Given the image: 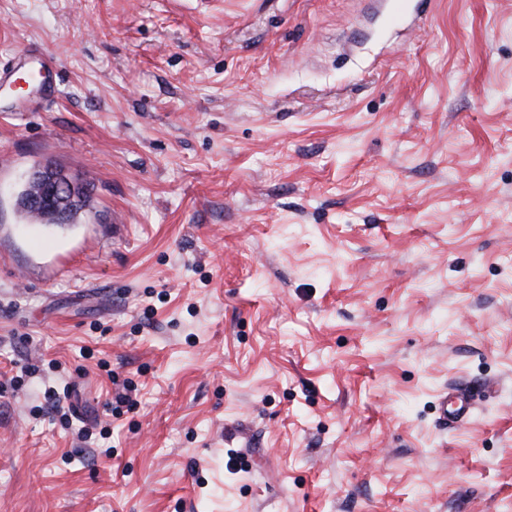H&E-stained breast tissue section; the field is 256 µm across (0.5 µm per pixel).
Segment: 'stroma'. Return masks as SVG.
<instances>
[{
    "label": "stroma",
    "mask_w": 512,
    "mask_h": 512,
    "mask_svg": "<svg viewBox=\"0 0 512 512\" xmlns=\"http://www.w3.org/2000/svg\"><path fill=\"white\" fill-rule=\"evenodd\" d=\"M409 2L0 0V512H512V0ZM39 170L42 171V174L35 173ZM39 170L32 173L28 181L37 179L42 184V191L40 195L26 198L25 202L28 207L56 209L60 204L73 199L75 188L70 179L49 168ZM89 194L87 190L85 189V192L77 189L76 198L74 200V203L71 205V207L68 209L67 213L63 217H59L58 214H55L53 212H45V213H34L31 212L25 208H22L25 213L28 214H36L43 218V220H46V223L49 224H65L69 222L70 220L74 219L75 215H77L84 207L87 206V203L89 202ZM442 399L443 405L441 415L445 423H448V421L454 423L458 420H463L467 418L472 406L468 392L456 391L455 393H453L449 409L448 395L443 396Z\"/></svg>",
    "instance_id": "1"
}]
</instances>
